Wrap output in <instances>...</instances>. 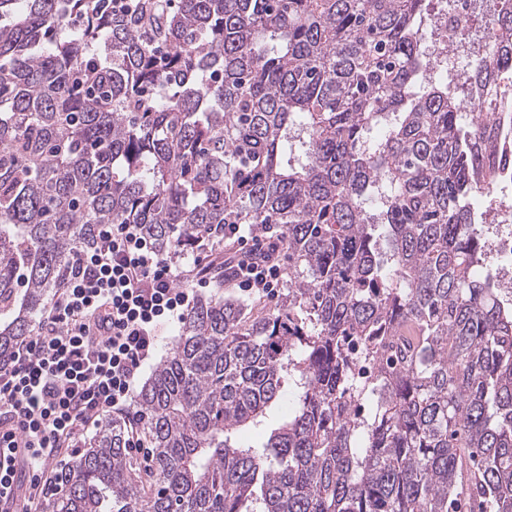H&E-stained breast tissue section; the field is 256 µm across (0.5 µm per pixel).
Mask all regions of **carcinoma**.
<instances>
[{
  "label": "carcinoma",
  "instance_id": "cac0c4a2",
  "mask_svg": "<svg viewBox=\"0 0 512 512\" xmlns=\"http://www.w3.org/2000/svg\"><path fill=\"white\" fill-rule=\"evenodd\" d=\"M431 2L0 0V356L95 224L178 263L217 225L286 230L278 307L198 300L137 432L103 418L50 512H512V299L480 273L503 143L478 133L509 114L466 132L422 83ZM494 30L470 100L512 70V11Z\"/></svg>",
  "mask_w": 512,
  "mask_h": 512
}]
</instances>
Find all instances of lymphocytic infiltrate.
<instances>
[{
  "label": "lymphocytic infiltrate",
  "instance_id": "f902f5d3",
  "mask_svg": "<svg viewBox=\"0 0 512 512\" xmlns=\"http://www.w3.org/2000/svg\"><path fill=\"white\" fill-rule=\"evenodd\" d=\"M183 268L138 224H98L70 257L63 283L31 335L0 360V497L24 489L22 512H43L46 464L99 418L136 420V388L162 332L185 322L195 289L225 281L273 297L286 234L227 224Z\"/></svg>",
  "mask_w": 512,
  "mask_h": 512
}]
</instances>
